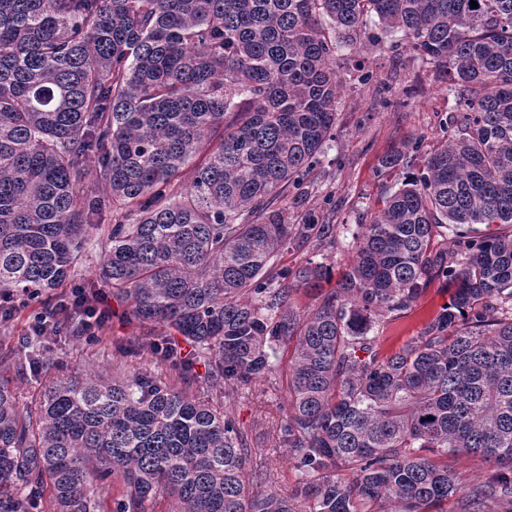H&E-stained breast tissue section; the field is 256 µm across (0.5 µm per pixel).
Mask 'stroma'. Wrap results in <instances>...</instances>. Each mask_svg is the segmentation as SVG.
<instances>
[{
	"label": "stroma",
	"mask_w": 512,
	"mask_h": 512,
	"mask_svg": "<svg viewBox=\"0 0 512 512\" xmlns=\"http://www.w3.org/2000/svg\"><path fill=\"white\" fill-rule=\"evenodd\" d=\"M343 90L337 107L336 130L323 148L319 164L299 186L278 200L286 222L299 223L310 212L329 227L322 240L289 247L274 257L275 269L295 268L305 261L321 263L340 273L353 262L354 235L370 223L381 196L393 190V177L378 175L379 159L397 148L406 149L405 175H418L453 126L458 96L432 65L413 59L399 35L387 37L382 54L345 52L341 59ZM444 280L429 284L411 310L382 316L378 322V348L388 354L417 336L430 317L448 304ZM138 326L127 323L120 306L94 343L64 334L55 348L64 374L95 372L108 378L116 373L114 342L139 335ZM278 367L276 383H257L224 400V412L243 432L255 453V471H271L272 490L293 492L296 473L285 449L276 447L273 427L288 405L286 378L288 357L272 355Z\"/></svg>",
	"instance_id": "1"
}]
</instances>
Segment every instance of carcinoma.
Segmentation results:
<instances>
[{"label": "carcinoma", "instance_id": "cac0c4a2", "mask_svg": "<svg viewBox=\"0 0 512 512\" xmlns=\"http://www.w3.org/2000/svg\"><path fill=\"white\" fill-rule=\"evenodd\" d=\"M476 2L0 0V302L52 312L28 354L0 339V512H41L46 494L54 512H153L160 497L171 512H448L459 453L493 464L465 512L512 505V0ZM327 25L352 49L401 33L463 112L362 225L329 290L322 264L267 276L325 230L272 205L336 127ZM406 159L394 150L377 173ZM442 228L450 251L435 248ZM94 230L95 278L143 329L115 350L174 372L57 378L25 408L16 381L53 369L54 337L84 333L76 316L92 313V282L63 300ZM441 278L450 303L379 356L377 312L411 309ZM301 292L313 311L293 308ZM278 348L288 409L273 438L294 463L291 497L252 492L271 473L253 472L224 415V398L271 381Z\"/></svg>", "mask_w": 512, "mask_h": 512}]
</instances>
